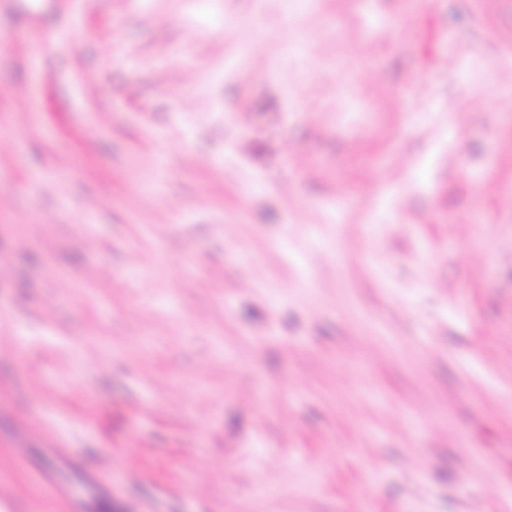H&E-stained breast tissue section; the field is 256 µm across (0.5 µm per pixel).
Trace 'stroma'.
Wrapping results in <instances>:
<instances>
[{"mask_svg": "<svg viewBox=\"0 0 512 512\" xmlns=\"http://www.w3.org/2000/svg\"><path fill=\"white\" fill-rule=\"evenodd\" d=\"M0 312L6 512H512V0H0Z\"/></svg>", "mask_w": 512, "mask_h": 512, "instance_id": "stroma-1", "label": "stroma"}]
</instances>
